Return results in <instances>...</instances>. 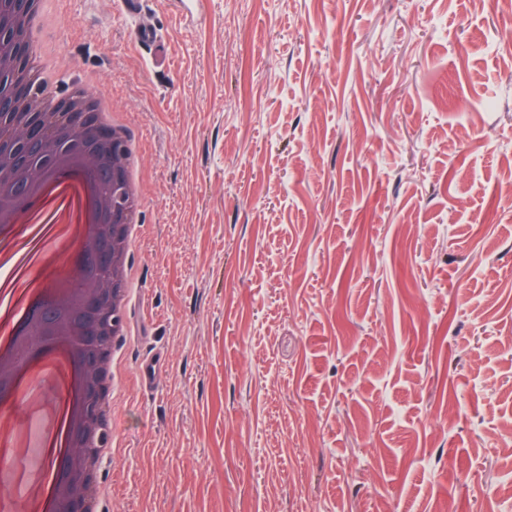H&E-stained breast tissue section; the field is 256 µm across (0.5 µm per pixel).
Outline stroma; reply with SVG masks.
<instances>
[{
    "mask_svg": "<svg viewBox=\"0 0 512 512\" xmlns=\"http://www.w3.org/2000/svg\"><path fill=\"white\" fill-rule=\"evenodd\" d=\"M41 41L146 150L102 512H506L471 485L512 474V23L60 0Z\"/></svg>",
    "mask_w": 512,
    "mask_h": 512,
    "instance_id": "obj_1",
    "label": "stroma"
}]
</instances>
